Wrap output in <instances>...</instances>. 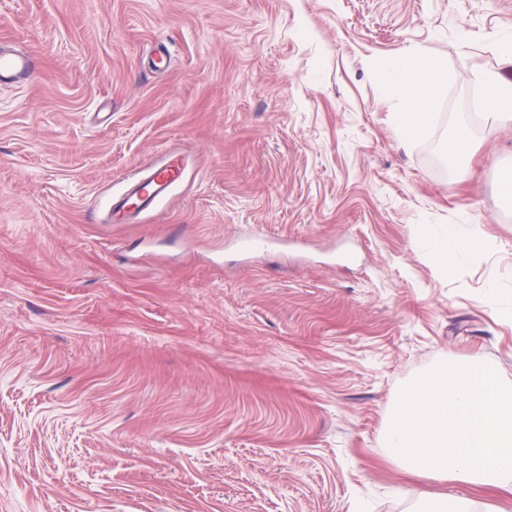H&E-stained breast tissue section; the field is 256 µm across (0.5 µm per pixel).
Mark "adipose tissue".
I'll use <instances>...</instances> for the list:
<instances>
[{
  "label": "adipose tissue",
  "instance_id": "obj_1",
  "mask_svg": "<svg viewBox=\"0 0 512 512\" xmlns=\"http://www.w3.org/2000/svg\"><path fill=\"white\" fill-rule=\"evenodd\" d=\"M448 83L445 65L418 51L395 55L384 73V91L403 104L397 126L403 140L422 134ZM485 119L512 126V80L497 69L482 71ZM475 230L449 229L435 255L450 268L484 251ZM386 450L408 475L512 494V385L475 362L436 370L402 397L386 429Z\"/></svg>",
  "mask_w": 512,
  "mask_h": 512
}]
</instances>
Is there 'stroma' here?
<instances>
[{
	"label": "stroma",
	"mask_w": 512,
	"mask_h": 512,
	"mask_svg": "<svg viewBox=\"0 0 512 512\" xmlns=\"http://www.w3.org/2000/svg\"><path fill=\"white\" fill-rule=\"evenodd\" d=\"M1 37L41 66L0 86V512H484L384 433L438 367L512 383V128L476 81L512 0H0ZM409 49L448 84L407 142ZM467 224L486 251L438 267ZM383 84L385 93L404 106L398 116V132L404 141H411L429 125L448 84V70L425 53L403 51L390 60ZM184 168L176 153L167 154L165 161L145 171L139 180L127 188V195L139 197L138 212L150 211L153 204L168 195L175 183L182 179ZM147 184L145 188L143 186ZM421 501H429L427 510H416L419 512H475L474 501L467 496H456L451 500L446 498H433L428 494L421 492L419 494Z\"/></svg>",
	"instance_id": "stroma-1"
}]
</instances>
